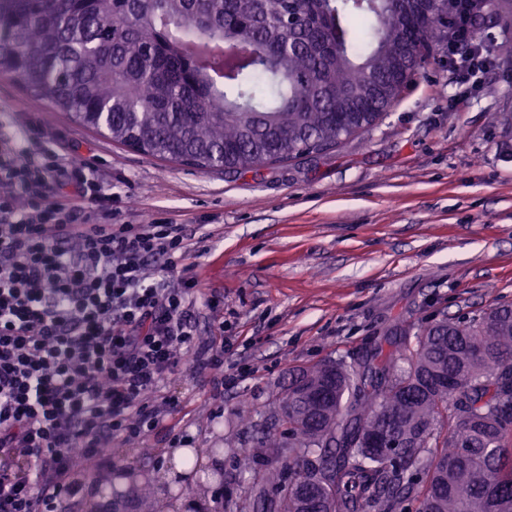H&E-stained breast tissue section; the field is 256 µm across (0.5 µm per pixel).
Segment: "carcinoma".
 Segmentation results:
<instances>
[{
  "label": "carcinoma",
  "mask_w": 512,
  "mask_h": 512,
  "mask_svg": "<svg viewBox=\"0 0 512 512\" xmlns=\"http://www.w3.org/2000/svg\"><path fill=\"white\" fill-rule=\"evenodd\" d=\"M477 31L499 0H472ZM440 0H0V69L162 161L246 174L379 122L448 50ZM476 52L512 56L484 39ZM512 305L393 328L272 392L234 512H512ZM155 482L132 495L153 512Z\"/></svg>",
  "instance_id": "carcinoma-1"
}]
</instances>
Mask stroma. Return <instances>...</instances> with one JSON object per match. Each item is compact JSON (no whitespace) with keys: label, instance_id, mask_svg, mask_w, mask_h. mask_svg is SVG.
<instances>
[{"label":"stroma","instance_id":"35a3bbf8","mask_svg":"<svg viewBox=\"0 0 512 512\" xmlns=\"http://www.w3.org/2000/svg\"><path fill=\"white\" fill-rule=\"evenodd\" d=\"M502 112L512 113V60L468 80L436 61L341 148L240 177L112 143L0 72V145H26L44 125L112 188L116 222L205 225L203 254L183 264L202 295L224 298V371L235 386L220 393L187 371L162 388L177 404L151 434V455L114 440L86 507L133 512L125 473H169L185 434L202 468L222 467L224 501H237L269 394L290 373L359 358L394 325L512 304V129ZM111 485L119 502L101 494ZM219 488L190 477L161 483L159 496L217 512Z\"/></svg>","mask_w":512,"mask_h":512}]
</instances>
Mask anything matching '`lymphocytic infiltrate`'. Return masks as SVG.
Instances as JSON below:
<instances>
[{"mask_svg":"<svg viewBox=\"0 0 512 512\" xmlns=\"http://www.w3.org/2000/svg\"><path fill=\"white\" fill-rule=\"evenodd\" d=\"M51 140L0 148V512L82 499L83 461L147 438L183 366L236 382L198 333L197 303L220 324L224 299L182 268L184 225L113 223L111 189Z\"/></svg>","mask_w":512,"mask_h":512,"instance_id":"f902f5d3","label":"lymphocytic infiltrate"}]
</instances>
